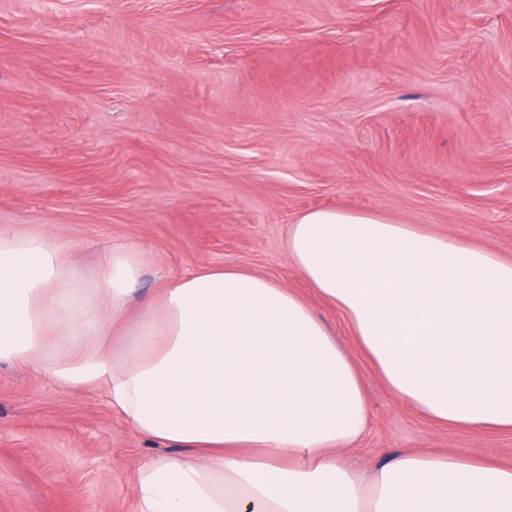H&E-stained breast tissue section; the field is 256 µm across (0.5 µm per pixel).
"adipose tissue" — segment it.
I'll use <instances>...</instances> for the list:
<instances>
[{"instance_id":"adipose-tissue-1","label":"adipose tissue","mask_w":512,"mask_h":512,"mask_svg":"<svg viewBox=\"0 0 512 512\" xmlns=\"http://www.w3.org/2000/svg\"><path fill=\"white\" fill-rule=\"evenodd\" d=\"M288 256L390 391L433 421L512 430V263L373 213L303 212ZM67 247L0 231V361L102 390L140 436L136 512H512V464L411 449L373 477L339 462L368 426L357 368L298 294L204 268L128 307L145 259L91 287Z\"/></svg>"}]
</instances>
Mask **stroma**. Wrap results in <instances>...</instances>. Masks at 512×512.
<instances>
[{
    "instance_id": "1",
    "label": "stroma",
    "mask_w": 512,
    "mask_h": 512,
    "mask_svg": "<svg viewBox=\"0 0 512 512\" xmlns=\"http://www.w3.org/2000/svg\"><path fill=\"white\" fill-rule=\"evenodd\" d=\"M379 213L512 262V0H0V228L49 233L83 286L138 296L236 267L302 296L357 364L374 474L405 450L512 460V431L432 421L291 264L302 212ZM101 392L0 361V512H134L170 454Z\"/></svg>"
}]
</instances>
